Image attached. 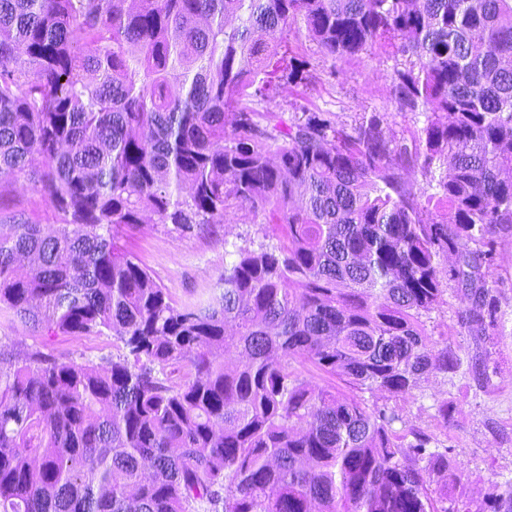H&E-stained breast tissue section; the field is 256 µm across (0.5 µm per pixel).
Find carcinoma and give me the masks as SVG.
I'll list each match as a JSON object with an SVG mask.
<instances>
[{
  "mask_svg": "<svg viewBox=\"0 0 512 512\" xmlns=\"http://www.w3.org/2000/svg\"><path fill=\"white\" fill-rule=\"evenodd\" d=\"M290 24L337 63L387 44L414 150L377 114L254 107L306 79L279 51ZM25 175L62 223L0 231V308L123 353L0 343V512H512V485L474 506L452 448L364 397L458 371L425 328L443 285L472 297L469 335L503 325L512 0H0V190ZM232 205L286 243L240 250L206 306L112 247L115 226L191 231Z\"/></svg>",
  "mask_w": 512,
  "mask_h": 512,
  "instance_id": "cac0c4a2",
  "label": "carcinoma"
}]
</instances>
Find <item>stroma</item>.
<instances>
[{"mask_svg":"<svg viewBox=\"0 0 512 512\" xmlns=\"http://www.w3.org/2000/svg\"><path fill=\"white\" fill-rule=\"evenodd\" d=\"M289 49L306 59L305 81L277 91L273 106L291 117L296 107L329 113L339 125L350 126L362 117L378 114L385 126L404 143H411L422 124L421 116L399 112L390 95L394 62L384 48L335 66L315 41L289 30ZM22 217L39 224H57L61 217L34 181L22 177L11 191L0 197V225ZM282 237L265 216L245 208H230L224 221L191 231L172 224L152 222L122 227L114 231L115 251L131 255L158 284L165 288L173 304H207L222 288L225 267L238 250L256 249L259 244L280 245ZM501 290L505 327L494 342L468 335L459 324L462 311L471 300L464 290L447 289L442 303L425 318L427 332L436 348L449 347L463 360L489 356L496 371L489 384L477 387L464 375L432 371L420 388L404 397L377 394L378 403L397 410V432L420 428L435 442L452 447L453 457L463 471L465 490L474 502H481L490 481L512 482V244L502 251L494 272ZM0 341L40 346L77 362L103 363L118 355L111 334L72 337L33 332L0 311ZM453 408L450 421L438 410Z\"/></svg>","mask_w":512,"mask_h":512,"instance_id":"35a3bbf8","label":"stroma"}]
</instances>
